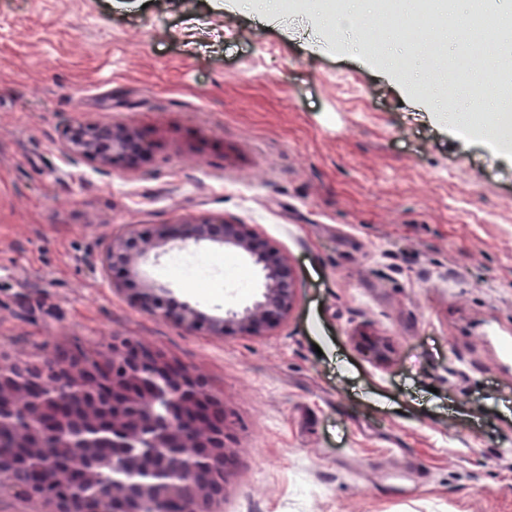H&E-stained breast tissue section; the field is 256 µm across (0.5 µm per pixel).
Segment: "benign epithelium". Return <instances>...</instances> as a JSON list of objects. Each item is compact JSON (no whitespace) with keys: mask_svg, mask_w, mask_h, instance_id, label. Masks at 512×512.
Segmentation results:
<instances>
[{"mask_svg":"<svg viewBox=\"0 0 512 512\" xmlns=\"http://www.w3.org/2000/svg\"><path fill=\"white\" fill-rule=\"evenodd\" d=\"M63 148L74 154L104 163L136 165L147 157L145 145L125 127L96 124L89 133L69 127ZM184 248L190 244L232 249L248 256L263 272L262 291L252 305L222 319L211 327L238 329L260 334L277 324L291 308L295 281L291 266L266 248L245 224L223 219H204L188 224H172L158 229L153 237L133 231L112 241L106 262L115 272L142 275L159 245ZM163 288L150 285L133 294L145 312L173 317L189 328L202 323L200 312L185 305L178 312L160 309L158 293ZM17 364H0V419L21 410L34 414L42 402V383L63 385L70 400L90 402L99 414L86 418L70 436L73 448H110L113 459H122L131 469H122L114 478L109 499L111 512H139L136 495L165 486L176 488L180 497L161 502L157 512H176L189 505L190 512H208L207 505L223 496L229 476V420L224 406L211 397L205 380L184 367L171 363L132 340L112 345V374L83 367L62 355L38 364L34 386L14 387L9 382ZM203 472L204 484L192 476L181 479L176 473Z\"/></svg>","mask_w":512,"mask_h":512,"instance_id":"benign-epithelium-1","label":"benign epithelium"}]
</instances>
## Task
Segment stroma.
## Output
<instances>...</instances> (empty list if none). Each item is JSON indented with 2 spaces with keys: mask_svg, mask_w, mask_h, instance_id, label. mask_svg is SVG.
<instances>
[{
  "mask_svg": "<svg viewBox=\"0 0 512 512\" xmlns=\"http://www.w3.org/2000/svg\"><path fill=\"white\" fill-rule=\"evenodd\" d=\"M484 2L512 92V0ZM450 6L433 41L369 43L324 0H0V360L130 339L204 376L230 417L215 512H512V147L443 108L466 109ZM103 121L147 161L63 150ZM207 217L293 269L263 334L207 325L259 295L245 255L241 284L222 249L200 287L150 264L191 330L112 282L114 237Z\"/></svg>",
  "mask_w": 512,
  "mask_h": 512,
  "instance_id": "35a3bbf8",
  "label": "stroma"
}]
</instances>
